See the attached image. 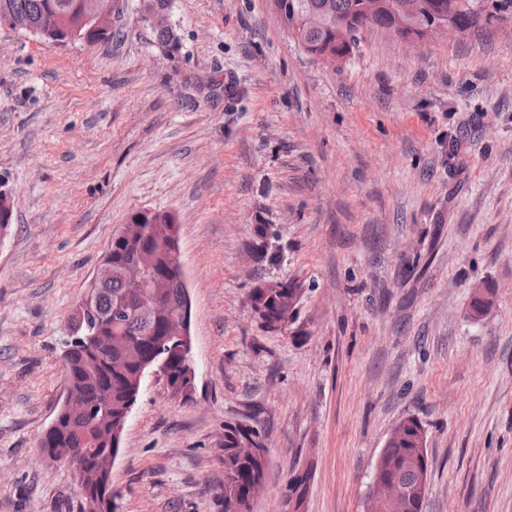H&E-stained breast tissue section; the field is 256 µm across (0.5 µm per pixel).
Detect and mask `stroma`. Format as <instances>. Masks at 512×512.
<instances>
[{
  "label": "stroma",
  "instance_id": "1",
  "mask_svg": "<svg viewBox=\"0 0 512 512\" xmlns=\"http://www.w3.org/2000/svg\"><path fill=\"white\" fill-rule=\"evenodd\" d=\"M167 25L171 44L141 0L92 43L0 25V512H80L38 440L67 318L142 209L180 224L196 381L187 402L147 384L116 512H222L230 424L268 449L253 512H363L407 417L428 438L423 512H512V25L413 51L371 28L334 69L269 0H172ZM258 224L275 262L251 251ZM264 280L303 289L285 330L250 313Z\"/></svg>",
  "mask_w": 512,
  "mask_h": 512
}]
</instances>
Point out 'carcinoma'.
I'll return each instance as SVG.
<instances>
[{
  "instance_id": "1",
  "label": "carcinoma",
  "mask_w": 512,
  "mask_h": 512,
  "mask_svg": "<svg viewBox=\"0 0 512 512\" xmlns=\"http://www.w3.org/2000/svg\"><path fill=\"white\" fill-rule=\"evenodd\" d=\"M88 0H0V15L26 17L34 22L48 11H54L76 22L82 16V5ZM401 0H378L370 15L362 13V0H270L283 22L292 15L313 13L322 19L317 27L304 26L293 33L295 40L310 56L328 52L345 60L359 47L360 33L368 27L385 29L392 20V10ZM418 14L408 21L406 33L419 32L426 26L428 12L436 7L448 13L451 20L466 27L480 28L491 22H512V0H418ZM150 233L142 243L132 239L126 244L112 239V280L92 297L97 316L112 320V338L85 345L91 333L89 324L68 321L66 346L70 347L65 360V371L71 378L72 391L79 397L93 395L102 389L112 394V411L100 413L92 421L79 413H64L60 418V436L40 443L42 448H87L84 455L83 481L92 483L98 471L108 465L109 454L104 448L90 446L88 437L92 427L117 426L131 395L142 386L138 380L137 364L148 357L167 360L166 373L172 396L182 393V358L179 350L167 337L160 335L161 319L142 316L136 312L135 293L123 275L126 264L140 260L149 267H158L166 261L162 240L167 225L176 217L159 210L150 219ZM13 219V200L8 193H0V230L10 232ZM302 288L294 283L270 281L265 288H254L248 295L253 309L264 311L270 321L290 323L296 316ZM125 306L117 316L115 310ZM183 305V288L176 283L164 290L161 314L177 312ZM102 352L103 361H112V368L92 369L85 364V355L91 349ZM264 447L260 433L242 425L224 426V482L221 499L224 512H252V503L264 491L267 458L250 457L247 444ZM428 457L425 430L413 418L401 420L394 428L380 455L378 469L373 471L371 484L375 499L371 512H391L397 504L399 512H422L428 490L430 468L424 467ZM310 472L294 474L290 482L294 509H299L308 490Z\"/></svg>"
}]
</instances>
